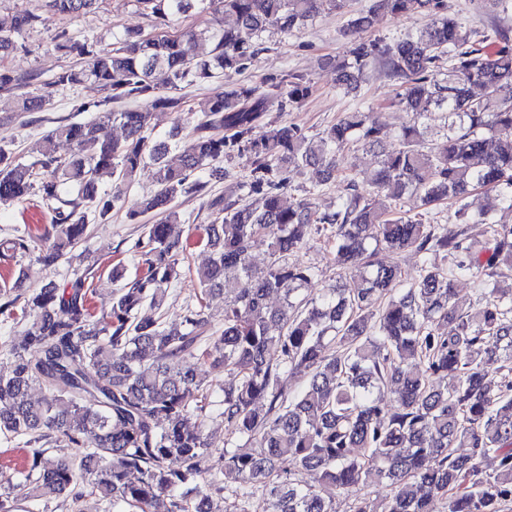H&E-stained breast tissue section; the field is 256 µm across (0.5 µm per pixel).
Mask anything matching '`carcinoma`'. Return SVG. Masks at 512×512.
Masks as SVG:
<instances>
[{"label":"carcinoma","mask_w":512,"mask_h":512,"mask_svg":"<svg viewBox=\"0 0 512 512\" xmlns=\"http://www.w3.org/2000/svg\"><path fill=\"white\" fill-rule=\"evenodd\" d=\"M348 2L137 0L162 25L209 9L235 16V25L178 36L128 31L111 50L59 33L58 48L87 63L61 71L50 86L93 81L107 96L93 104L95 119L47 135L34 163L0 146V204L36 190L67 207L56 211L53 242L38 255L44 265L86 238L89 218L103 222L125 208L120 191L103 189L107 180L125 182L151 167L156 191L129 217L159 220L143 225L136 244L141 274L124 283L112 268L106 312L92 305L98 285L90 271L28 295L23 268L0 282V319L25 323L21 341H0L13 359L11 373L0 375V435L28 449L23 482L0 473V512H15L20 498L37 504L51 495L106 500L112 512H214L213 491L224 493L225 512H255L258 493L269 512H336L340 495L349 512H432L436 500L444 512H512V224L493 216L512 208V96L504 95L512 90V38L465 28L445 0H373L348 20L346 54L324 66L336 73V90L350 95L372 62L384 63L396 84L393 104L410 115L396 144L387 146L383 127L359 108L315 139L266 121L274 106L304 101L303 78L245 86L232 76L263 33L298 34ZM97 4L46 0L67 16ZM414 12L430 14V24L396 41L364 38L380 16ZM38 21L22 11L12 32L0 29V59ZM218 74L227 84L207 100L173 167L165 147L149 143L152 113L182 110V98L165 90ZM130 98L146 105L106 109ZM109 122L122 126V138L104 133ZM214 128L224 135L209 134ZM57 139L73 144L69 159L55 155ZM352 147L376 154L367 185L344 177L334 210L311 196L284 200L290 169L316 168L326 184ZM235 152L250 158L249 180L238 189L258 202L208 201L215 218L198 227L197 242L212 257L198 271L184 324H168L161 309L179 276L178 256L192 245L177 230L174 201L203 191L195 175L220 172L215 163ZM405 201L422 212L410 216L400 209ZM444 203L456 206L452 234L424 222L423 212ZM315 234L333 255L338 284L303 298L315 268L290 257ZM258 241L268 242L262 269L252 262ZM34 248L28 230L0 237L3 260ZM404 248L422 256L413 282L380 258ZM460 277L479 283L478 307L457 297ZM348 278L359 287H347ZM217 293L224 329L205 339V310ZM272 294L284 304L269 305ZM449 325L452 333H443ZM207 363L233 375L223 411L232 436L222 451L205 432L211 392L199 366ZM286 372L303 379L299 392L283 387ZM35 386L38 400L29 398ZM53 433L78 450L74 459L45 457L42 440ZM371 483L387 493L362 494Z\"/></svg>","instance_id":"obj_1"}]
</instances>
